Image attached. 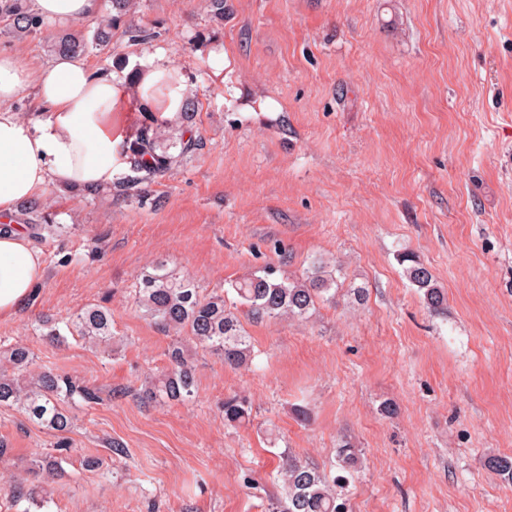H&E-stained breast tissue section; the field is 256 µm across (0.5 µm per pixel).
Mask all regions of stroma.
<instances>
[{
	"label": "stroma",
	"mask_w": 512,
	"mask_h": 512,
	"mask_svg": "<svg viewBox=\"0 0 512 512\" xmlns=\"http://www.w3.org/2000/svg\"><path fill=\"white\" fill-rule=\"evenodd\" d=\"M122 25L86 61L126 85L145 56L178 67L200 147L125 191L51 187L35 212L17 210L46 271L0 320V344H26L38 367L96 385L103 401L75 410L52 481L33 461L55 433L0 409L11 448L0 512H21L6 494L17 482L43 489L50 512H273L286 450L335 479L348 512L512 501L485 466L512 456V0H224L220 20L208 0H138ZM132 26L156 36L131 42ZM270 101L277 111H263ZM45 220L62 232L40 230ZM408 256L447 294L446 314L426 308ZM316 259L341 272L335 304L244 319L254 356L236 369L189 348L192 402L133 399L185 339L139 315L142 272L166 262L231 303V282L268 265L296 281ZM89 304L112 310L110 354L37 335L42 316ZM232 394L251 404L246 425L224 422ZM113 437L128 458L112 460ZM343 439L356 471L337 463Z\"/></svg>",
	"instance_id": "stroma-1"
}]
</instances>
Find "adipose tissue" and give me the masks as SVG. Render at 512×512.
<instances>
[{"label": "adipose tissue", "mask_w": 512, "mask_h": 512, "mask_svg": "<svg viewBox=\"0 0 512 512\" xmlns=\"http://www.w3.org/2000/svg\"><path fill=\"white\" fill-rule=\"evenodd\" d=\"M41 19L67 26L93 16L97 0H31ZM39 92L41 110L21 115L11 103L28 86ZM180 70L141 61L135 95L116 76L92 69L78 56L46 65L22 63L0 53V319L14 317L44 276V260L23 225L13 218L20 203L48 187L112 185L127 166L133 139L130 104L174 117L184 103Z\"/></svg>", "instance_id": "obj_1"}]
</instances>
